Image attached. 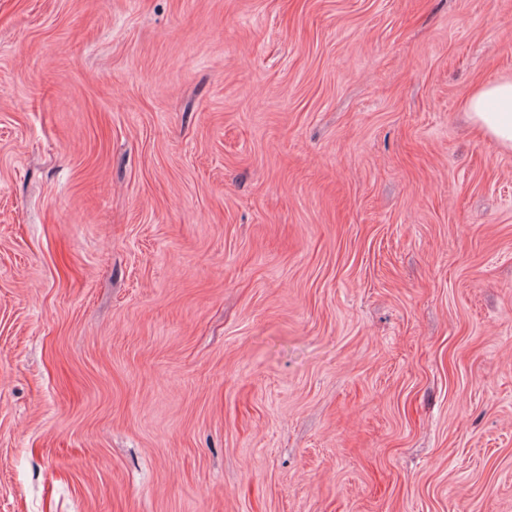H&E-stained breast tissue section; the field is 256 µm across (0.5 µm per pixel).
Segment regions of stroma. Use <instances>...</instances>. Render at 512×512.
I'll return each mask as SVG.
<instances>
[{
  "instance_id": "35a3bbf8",
  "label": "stroma",
  "mask_w": 512,
  "mask_h": 512,
  "mask_svg": "<svg viewBox=\"0 0 512 512\" xmlns=\"http://www.w3.org/2000/svg\"><path fill=\"white\" fill-rule=\"evenodd\" d=\"M512 0H0V512H512ZM465 109L481 134L512 150V77L479 85L465 102Z\"/></svg>"
}]
</instances>
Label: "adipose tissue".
Here are the masks:
<instances>
[{
	"instance_id": "1",
	"label": "adipose tissue",
	"mask_w": 512,
	"mask_h": 512,
	"mask_svg": "<svg viewBox=\"0 0 512 512\" xmlns=\"http://www.w3.org/2000/svg\"><path fill=\"white\" fill-rule=\"evenodd\" d=\"M475 128L498 146L512 150V77L479 85L465 103Z\"/></svg>"
}]
</instances>
